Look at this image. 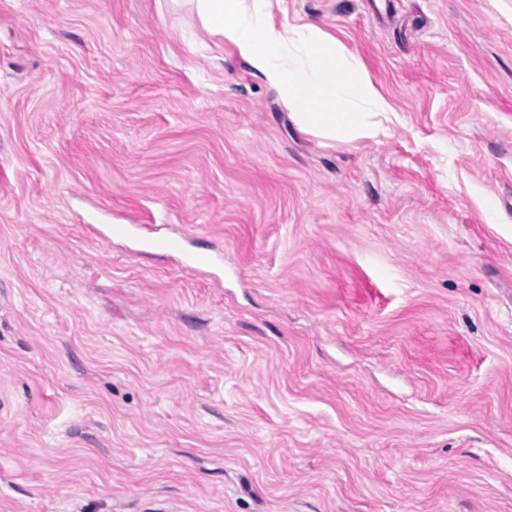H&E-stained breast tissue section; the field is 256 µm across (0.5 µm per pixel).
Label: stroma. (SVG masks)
<instances>
[{"label":"stroma","mask_w":512,"mask_h":512,"mask_svg":"<svg viewBox=\"0 0 512 512\" xmlns=\"http://www.w3.org/2000/svg\"><path fill=\"white\" fill-rule=\"evenodd\" d=\"M283 8L376 137L169 0H0V512H512V0ZM184 238L182 236H160L146 242L152 251L170 256L184 255Z\"/></svg>","instance_id":"35a3bbf8"}]
</instances>
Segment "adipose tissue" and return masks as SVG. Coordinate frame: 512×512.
Segmentation results:
<instances>
[{"mask_svg":"<svg viewBox=\"0 0 512 512\" xmlns=\"http://www.w3.org/2000/svg\"><path fill=\"white\" fill-rule=\"evenodd\" d=\"M224 36L288 106L300 129L332 141L375 137L391 112L361 60L313 24L276 22L280 0H171Z\"/></svg>","mask_w":512,"mask_h":512,"instance_id":"ef3b65f1","label":"adipose tissue"}]
</instances>
